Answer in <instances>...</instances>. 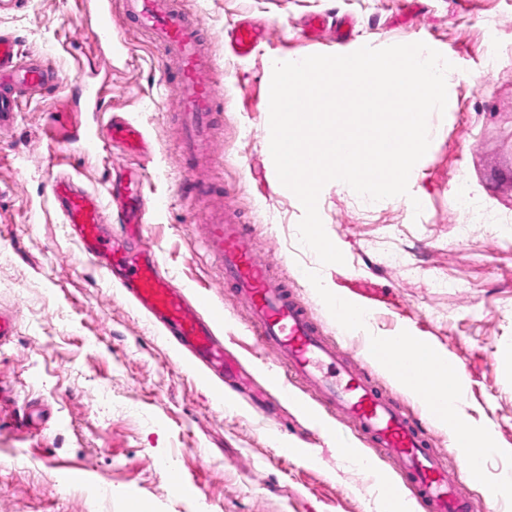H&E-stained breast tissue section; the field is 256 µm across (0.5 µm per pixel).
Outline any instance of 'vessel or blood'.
Wrapping results in <instances>:
<instances>
[{
	"instance_id": "1",
	"label": "vessel or blood",
	"mask_w": 512,
	"mask_h": 512,
	"mask_svg": "<svg viewBox=\"0 0 512 512\" xmlns=\"http://www.w3.org/2000/svg\"><path fill=\"white\" fill-rule=\"evenodd\" d=\"M116 1L124 15L176 61L180 148L196 159H206L214 132L212 114L223 97V88L202 77L210 59L197 23L183 11L180 0H84L94 19L98 46L111 52L121 47L112 33V4ZM265 36V30L252 24L236 25L229 34L230 48L236 56H248ZM60 82L50 61L22 58L16 38L0 33V128L13 122L19 96L45 94ZM75 83L79 104L86 111H99L100 87L91 66L78 64ZM71 138L91 151L104 141L132 153L150 149L143 130L127 120L79 127ZM50 189L63 223L84 252L102 268L118 270L120 287L165 335L174 337L195 362L215 376L236 375L240 362L228 355L216 335L221 315L204 316L185 289L173 287L153 250L133 256L126 251V241L139 238L145 226L140 175L128 172L108 188L125 227L121 240L105 234L106 212L97 194L82 187L73 175L58 172ZM202 244L220 279L231 283L246 305L249 327L260 346L273 354L276 364L271 377L283 373L289 378V385L278 389L280 398L295 400L299 389L319 397L327 411L354 427L371 448L398 463L404 485L428 512H472L471 500L451 486L446 458L429 448L418 421L379 394L358 370L352 353L328 338L287 279L278 276L248 243L234 208L214 205L203 226Z\"/></svg>"
}]
</instances>
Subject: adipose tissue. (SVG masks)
<instances>
[{
  "label": "adipose tissue",
  "mask_w": 512,
  "mask_h": 512,
  "mask_svg": "<svg viewBox=\"0 0 512 512\" xmlns=\"http://www.w3.org/2000/svg\"><path fill=\"white\" fill-rule=\"evenodd\" d=\"M415 360L424 376L415 392L432 398L429 413L436 422L450 427L455 447L479 448L488 444L486 428L475 425L460 409L462 381L452 359L420 341L415 345Z\"/></svg>",
  "instance_id": "obj_1"
}]
</instances>
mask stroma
Wrapping results in <instances>:
<instances>
[{
    "instance_id": "stroma-1",
    "label": "stroma",
    "mask_w": 512,
    "mask_h": 512,
    "mask_svg": "<svg viewBox=\"0 0 512 512\" xmlns=\"http://www.w3.org/2000/svg\"><path fill=\"white\" fill-rule=\"evenodd\" d=\"M0 13V31L22 53L51 61L63 81L50 94L21 98L14 124L0 131V308L14 311L17 334L0 346V512H383L382 478L342 460L330 429L267 393L273 363L248 329L232 289L221 287L200 243L209 198L230 201L257 254L292 283L297 297L330 332L336 326L324 291L369 313L364 330L337 334L356 357L372 336L405 333L432 343L461 368V407L488 425L495 451L480 477L459 465L447 425L429 422L432 449L447 458L474 512H512V492L498 478L512 472V0H181L197 20L212 58L208 76L224 88L213 163L199 171L209 196L185 197L193 163L178 146L179 110L161 49L112 8V32L124 48L104 57L82 0H23ZM347 16L354 36L309 37L305 20ZM242 21L267 39L235 57L227 32ZM76 39L106 86L100 113L72 98L74 60L62 48ZM424 42L452 63L448 105L432 113L430 146L415 166L409 196L369 207L348 185L326 184L319 196L325 231L340 265H320L300 245L304 210L284 187L263 142L269 133L270 60L349 54ZM498 65L487 70L485 57ZM123 116L140 126L144 156L106 148L86 153L71 129ZM103 193L115 169L144 178L147 228L131 251L153 246L175 285L223 318L224 345L242 367L224 406L201 373L175 352L71 238L50 182L57 163ZM470 181L479 219L470 237L457 229L458 176ZM421 210H414V202ZM404 255L391 268L383 258ZM317 271L315 280L303 269ZM458 281V290L435 287ZM38 427L20 429L23 417ZM305 451L283 456L282 446Z\"/></svg>"
}]
</instances>
